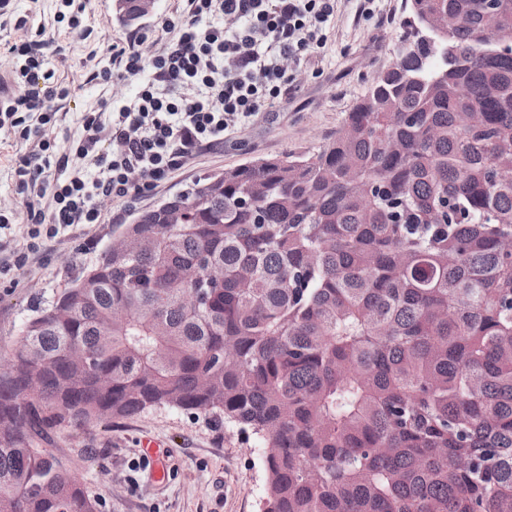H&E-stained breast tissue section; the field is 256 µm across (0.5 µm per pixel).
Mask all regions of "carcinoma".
Masks as SVG:
<instances>
[{
  "label": "carcinoma",
  "mask_w": 512,
  "mask_h": 512,
  "mask_svg": "<svg viewBox=\"0 0 512 512\" xmlns=\"http://www.w3.org/2000/svg\"><path fill=\"white\" fill-rule=\"evenodd\" d=\"M410 9L450 37L401 47L318 152L138 213L34 310L0 368V512H97L40 440L159 405L262 440L263 512H512V55L482 41L512 0Z\"/></svg>",
  "instance_id": "1"
}]
</instances>
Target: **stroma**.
I'll use <instances>...</instances> for the list:
<instances>
[{
	"label": "stroma",
	"mask_w": 512,
	"mask_h": 512,
	"mask_svg": "<svg viewBox=\"0 0 512 512\" xmlns=\"http://www.w3.org/2000/svg\"><path fill=\"white\" fill-rule=\"evenodd\" d=\"M30 27H43L61 51L49 58L59 80L71 89L64 116L45 127L46 139L65 150L79 132L81 112L101 103L116 109L129 102L131 82H88L91 67L109 63L110 44L124 41L126 23L118 20L114 0H89V37L72 30L56 13L55 0H16ZM179 0H155L153 13L140 20L146 31L145 58L160 52L172 36L161 28L175 18ZM409 0H339L335 18L322 29L310 55L288 65L297 90L275 115H258L228 131L223 146L206 151L173 179L127 203L103 204L104 223L61 230L43 259L0 276V353L16 344L35 307L50 301L71 278L91 265L112 241L121 224L138 212L188 191L207 174L237 167L260 157L312 154L333 139L347 113L368 91L374 78L392 63L402 34ZM26 145L0 136V213L12 224L0 231V242L23 251L29 239L22 222L24 201L13 169ZM164 449L166 476L155 481L145 460V439ZM64 467L78 476L99 512H261L265 464L261 441L251 431L211 416L164 405L115 418L80 430L49 433L42 442Z\"/></svg>",
	"instance_id": "obj_1"
}]
</instances>
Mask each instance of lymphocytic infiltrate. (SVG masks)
Here are the masks:
<instances>
[{"label": "lymphocytic infiltrate", "instance_id": "obj_1", "mask_svg": "<svg viewBox=\"0 0 512 512\" xmlns=\"http://www.w3.org/2000/svg\"><path fill=\"white\" fill-rule=\"evenodd\" d=\"M177 39L144 58L142 36L110 46L98 84L139 79L129 104L81 113V134L55 154L42 128L71 90L47 66L53 47L39 28L7 46L18 68L0 76V133L28 143L15 170L25 200L27 251L0 244V275L44 252L60 229L103 220L100 203L121 201L169 178L202 150L223 144L241 118L278 108L294 88L283 62L319 41L338 0H184Z\"/></svg>", "mask_w": 512, "mask_h": 512}]
</instances>
